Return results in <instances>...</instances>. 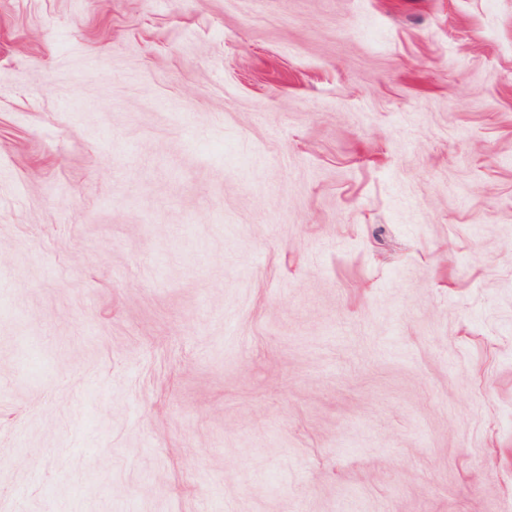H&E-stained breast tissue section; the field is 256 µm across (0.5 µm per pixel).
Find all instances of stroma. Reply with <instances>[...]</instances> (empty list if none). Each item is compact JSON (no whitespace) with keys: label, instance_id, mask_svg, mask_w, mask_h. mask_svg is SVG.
<instances>
[{"label":"stroma","instance_id":"obj_1","mask_svg":"<svg viewBox=\"0 0 512 512\" xmlns=\"http://www.w3.org/2000/svg\"><path fill=\"white\" fill-rule=\"evenodd\" d=\"M0 512H512V0H0Z\"/></svg>","mask_w":512,"mask_h":512}]
</instances>
